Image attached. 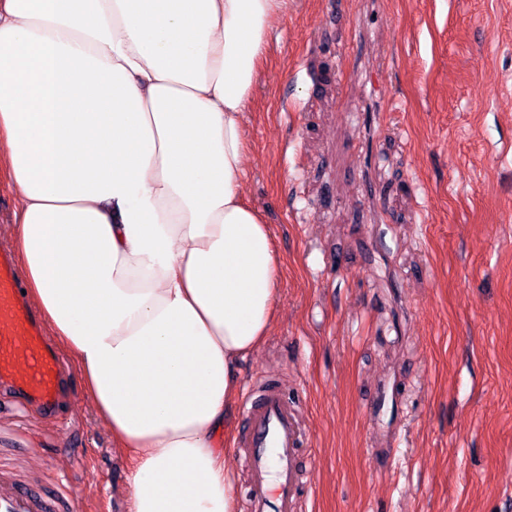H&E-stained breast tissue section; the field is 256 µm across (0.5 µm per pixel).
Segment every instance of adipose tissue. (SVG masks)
Instances as JSON below:
<instances>
[{
  "label": "adipose tissue",
  "mask_w": 512,
  "mask_h": 512,
  "mask_svg": "<svg viewBox=\"0 0 512 512\" xmlns=\"http://www.w3.org/2000/svg\"><path fill=\"white\" fill-rule=\"evenodd\" d=\"M286 0H0L27 296L133 461L128 512H237L215 437L281 259L243 114Z\"/></svg>",
  "instance_id": "ef3b65f1"
}]
</instances>
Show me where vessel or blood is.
Segmentation results:
<instances>
[{"label": "vessel or blood", "mask_w": 512, "mask_h": 512, "mask_svg": "<svg viewBox=\"0 0 512 512\" xmlns=\"http://www.w3.org/2000/svg\"><path fill=\"white\" fill-rule=\"evenodd\" d=\"M0 388L44 414H53L60 389L59 358L47 343L33 310L22 300L14 268L0 256ZM396 383L382 384L364 407L381 413L394 402ZM244 448L250 470L245 512H297L296 453L303 428L296 403L276 384L250 393L244 403ZM57 491L11 478L0 479V512H74Z\"/></svg>", "instance_id": "b4317fda"}]
</instances>
